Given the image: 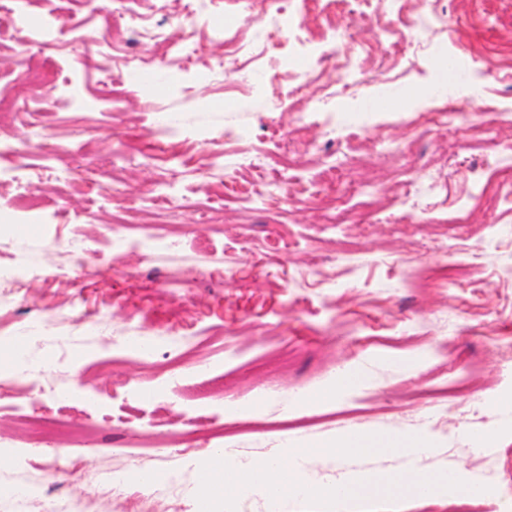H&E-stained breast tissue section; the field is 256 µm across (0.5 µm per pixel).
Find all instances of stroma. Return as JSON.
<instances>
[{
  "mask_svg": "<svg viewBox=\"0 0 512 512\" xmlns=\"http://www.w3.org/2000/svg\"><path fill=\"white\" fill-rule=\"evenodd\" d=\"M39 36V20L73 15L89 41L88 64L45 47L32 59L56 83L75 82L85 108L41 84H25L12 58V18L0 16V96L25 85L35 117L0 120V172L14 168L21 142L38 143L25 185L0 183V512H37L54 494L85 512H198L201 461L230 448L245 461L271 449L310 444L347 431L433 434L439 449H411L346 461L311 460L310 482L324 487L344 471L370 476L389 500L388 474L408 465L468 471L485 490L478 500L412 503L407 512H512V215L498 209L454 210L493 169L512 167V77L473 74L449 86V57L485 48L512 52V0H443L445 32H426V49L402 60L378 34L384 4L354 7L359 71L344 82L292 79L302 59L277 46V24L230 29L225 42L196 25L190 66L151 42L147 70L159 93L112 73L96 46L113 0H15ZM172 33L184 0H125ZM306 43L331 34L333 0H288ZM258 55L270 79L240 85L218 65ZM401 72L385 82L384 71ZM327 95V109L305 114L307 98ZM480 113H437L448 100ZM172 115L178 144L151 136V114ZM410 154H397L401 144ZM295 152L298 164L276 168ZM359 179V192H336V209H375L361 224L328 221L314 199L328 165ZM181 197L169 224L155 223L153 196ZM122 212L123 223L112 221ZM176 235L177 255L145 257L117 247L118 237ZM108 267L87 278L74 254ZM463 268L455 281L413 288L422 268ZM196 266L187 288L161 281ZM365 373L362 388L320 406L308 393L332 390L347 370ZM470 392L442 397L460 374ZM37 407L80 435L63 448L31 442L18 419ZM195 437L191 451L182 440ZM182 454L181 486L168 501L131 481L134 468L164 472L160 452ZM129 480L121 499L92 500L87 488L103 469Z\"/></svg>",
  "mask_w": 512,
  "mask_h": 512,
  "instance_id": "1",
  "label": "stroma"
}]
</instances>
